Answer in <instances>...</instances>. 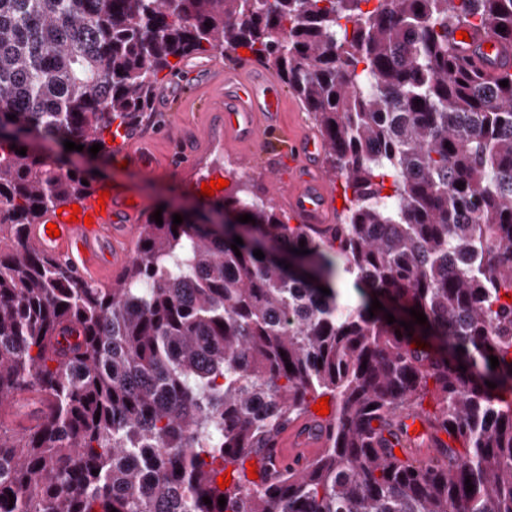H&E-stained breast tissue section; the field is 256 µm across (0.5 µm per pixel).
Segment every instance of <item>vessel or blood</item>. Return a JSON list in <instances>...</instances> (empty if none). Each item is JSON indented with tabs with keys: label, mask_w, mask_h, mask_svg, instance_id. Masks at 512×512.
I'll return each instance as SVG.
<instances>
[{
	"label": "vessel or blood",
	"mask_w": 512,
	"mask_h": 512,
	"mask_svg": "<svg viewBox=\"0 0 512 512\" xmlns=\"http://www.w3.org/2000/svg\"><path fill=\"white\" fill-rule=\"evenodd\" d=\"M457 31V25H449L448 42L465 66L490 78L512 72V44L500 40L492 29H469L465 41L457 39ZM212 78L218 79L219 89L206 104L208 121L204 126L188 120L165 121L149 136H116L112 139L113 156L147 175L178 172L183 185L197 192L202 183L221 178V155L276 141L283 112L281 82L274 72L252 63L228 65L216 55L184 65L159 85L161 111H173L189 85ZM156 135L174 145L173 152L162 160L149 148ZM323 148L319 133L310 129L290 137L284 152L266 153L263 160L272 186L282 193L289 210L300 223L318 228L335 221L333 186L321 166ZM77 204L82 214L91 215L92 224L71 221L70 209H53L30 225L29 235L43 252L65 261L78 278L112 284L130 258V242L149 207L143 200H130L128 192L119 187L111 188L105 205H98L93 194L79 198ZM50 223L57 225L58 237L47 234ZM325 423V417L313 412L292 422L265 450L268 465L279 470L303 468L324 446L321 429ZM378 439L388 450H400L407 462L441 456L448 442L445 434L411 408L391 417Z\"/></svg>",
	"instance_id": "obj_1"
}]
</instances>
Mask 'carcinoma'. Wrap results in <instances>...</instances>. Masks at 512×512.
I'll list each match as a JSON object with an SVG mask.
<instances>
[{"mask_svg": "<svg viewBox=\"0 0 512 512\" xmlns=\"http://www.w3.org/2000/svg\"><path fill=\"white\" fill-rule=\"evenodd\" d=\"M451 22L512 41V0H0V512H512V73L463 67ZM240 49L319 125L339 223L292 226L239 184L214 211L255 219L241 256L165 209L112 288L33 243L93 182L31 137L108 155L161 72ZM343 271L362 304L337 300ZM23 391L48 401L30 429L4 409ZM326 396L322 453L249 480L245 459ZM408 406L445 458L379 455L373 423Z\"/></svg>", "mask_w": 512, "mask_h": 512, "instance_id": "cac0c4a2", "label": "carcinoma"}]
</instances>
